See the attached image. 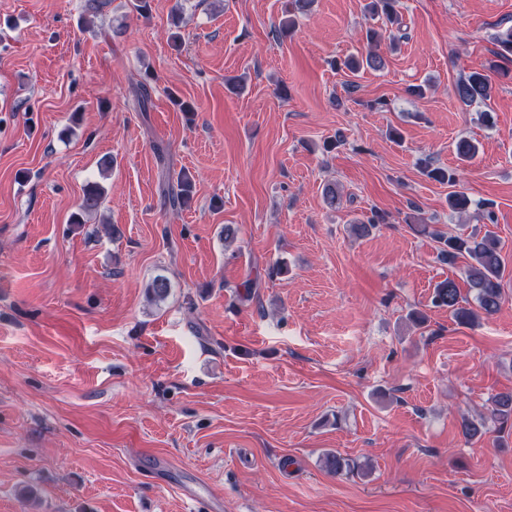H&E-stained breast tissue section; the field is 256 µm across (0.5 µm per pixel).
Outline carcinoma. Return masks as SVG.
Listing matches in <instances>:
<instances>
[{"instance_id":"1","label":"carcinoma","mask_w":512,"mask_h":512,"mask_svg":"<svg viewBox=\"0 0 512 512\" xmlns=\"http://www.w3.org/2000/svg\"><path fill=\"white\" fill-rule=\"evenodd\" d=\"M313 0H287L285 13L288 17L283 19L274 32L277 38L288 36L295 25L294 17L306 12ZM397 0H368L366 10L373 18L384 20L385 25H400L399 15L395 9ZM368 50L360 57H353L344 62V66L352 73L362 69L379 70L383 68L382 57L375 51L381 34L374 28L366 30ZM498 46L495 57L512 60V26L500 31L496 36ZM456 98L464 105L471 106L488 101L492 94V85L485 70H474L461 78L455 85ZM428 178L450 186L455 185L457 176L451 169L439 167H426ZM163 193L169 204L177 209L184 208L191 199L193 183L184 175L177 179V184L165 182ZM104 199V190L96 183L90 184L84 190L81 202L72 218L71 223L82 224L84 217L99 211ZM439 244V253L443 260L452 264L459 258L468 261L466 279L469 292L473 293L476 306H470L469 300L462 296L461 290L455 280L448 278L439 282L432 297V304L436 307L446 308L462 324H474L481 315L491 316L496 313L503 297V285L506 267L500 255L499 239L494 231L488 229L483 235H445L439 231L433 232ZM170 290L169 280L164 276L155 277L148 285V293L156 303L167 299ZM498 425L504 430L512 424V392L497 394L489 414H480L476 417H465L461 421V433L466 441L479 440L487 432V422ZM328 469L336 474L344 471L352 473L355 466L348 460L329 454L325 459Z\"/></svg>"}]
</instances>
